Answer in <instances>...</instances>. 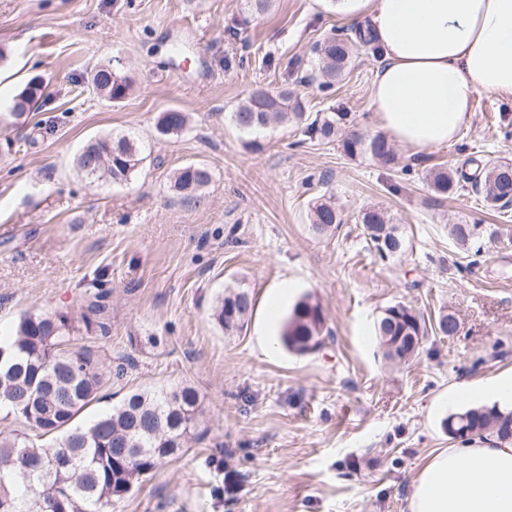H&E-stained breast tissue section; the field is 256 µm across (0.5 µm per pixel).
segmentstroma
I'll return each mask as SVG.
<instances>
[{
    "mask_svg": "<svg viewBox=\"0 0 512 512\" xmlns=\"http://www.w3.org/2000/svg\"><path fill=\"white\" fill-rule=\"evenodd\" d=\"M357 26L330 0H271L260 16L245 0H0V104L33 76L48 93L24 126H0V336L27 312L80 316L102 289L107 331L79 343L110 366L131 357L126 389L199 394L184 455L109 512H407L422 465L455 445L442 428L449 392L512 373V210L499 215L467 188L441 196L425 180L437 164L512 162V98L477 95L456 140L397 147L392 166L293 125L253 137L231 121L262 87L378 134L374 46L353 44L327 89L314 52ZM108 62L132 82L119 104L91 85ZM170 108L189 123L159 135ZM107 134L132 137L143 161L129 180L89 182L75 157ZM189 163L212 175L194 200L170 183ZM320 198L340 210V229L313 230ZM371 204L401 225L404 255L369 249L358 214ZM452 224L496 235L464 248ZM228 286L254 301L232 336L212 317ZM307 294L330 336L299 355L279 335ZM397 303L429 322L453 313L459 331L428 333L414 359L389 362L373 325Z\"/></svg>",
    "mask_w": 512,
    "mask_h": 512,
    "instance_id": "obj_1",
    "label": "stroma"
}]
</instances>
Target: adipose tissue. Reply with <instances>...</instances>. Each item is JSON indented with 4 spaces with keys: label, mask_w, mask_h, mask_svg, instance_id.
Returning a JSON list of instances; mask_svg holds the SVG:
<instances>
[{
    "label": "adipose tissue",
    "mask_w": 512,
    "mask_h": 512,
    "mask_svg": "<svg viewBox=\"0 0 512 512\" xmlns=\"http://www.w3.org/2000/svg\"><path fill=\"white\" fill-rule=\"evenodd\" d=\"M368 17L383 56L370 106L394 142L449 144L475 95L512 97V0H335ZM408 512H512V445L444 448L413 482Z\"/></svg>",
    "instance_id": "obj_1"
}]
</instances>
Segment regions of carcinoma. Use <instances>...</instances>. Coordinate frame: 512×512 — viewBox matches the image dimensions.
<instances>
[{
  "instance_id": "1",
  "label": "carcinoma",
  "mask_w": 512,
  "mask_h": 512,
  "mask_svg": "<svg viewBox=\"0 0 512 512\" xmlns=\"http://www.w3.org/2000/svg\"><path fill=\"white\" fill-rule=\"evenodd\" d=\"M314 50L328 88L348 66L351 39L334 33L318 42ZM93 86L118 103L127 97L131 82L109 63L96 69ZM43 96L44 87L28 81L14 96L5 118L21 123ZM231 120L246 134L290 123L302 127L310 139L339 141L349 157L369 154L385 164L396 160L393 145L385 136L367 139L347 131L352 123L350 113L317 112L311 116L286 91L252 90ZM186 123L185 113L168 109L158 118L157 132L176 135ZM141 162L137 142L126 135L98 138L77 156L79 170L92 182L126 181ZM469 163L476 165L472 174L432 169L428 174L432 189L447 196L469 183L488 206L501 210L512 205V163L487 168L475 159ZM210 182V171L199 164H188L174 174V188L191 198ZM341 223L331 202L319 199L313 204L311 224L316 232L332 231ZM359 223L381 258L406 251L405 236L383 209H363ZM449 233L464 246L480 238L484 230L478 224H453ZM252 306L247 291L229 287L218 299L213 317L225 334L232 335L243 329ZM323 327L320 305L305 296L288 313L280 341L290 350L307 352L322 345ZM426 331L424 317L400 303L387 307L375 327L376 339L389 361L415 356ZM74 332L66 314L30 312L19 318L12 335L0 338V351L5 352L0 364L14 368L11 376L0 377V411L23 426L0 431V512H46L50 499L59 512H102L157 466L178 456L197 428L199 395L190 386L131 391L111 411L86 425L75 424L104 386L123 379L125 369L121 365L113 372L106 369L89 346L69 348ZM443 424L466 429L467 434L460 436L463 442L478 438L512 443V409L465 406L449 414Z\"/></svg>"
}]
</instances>
